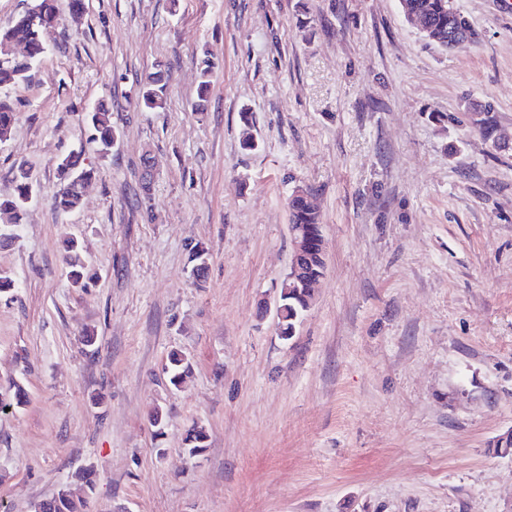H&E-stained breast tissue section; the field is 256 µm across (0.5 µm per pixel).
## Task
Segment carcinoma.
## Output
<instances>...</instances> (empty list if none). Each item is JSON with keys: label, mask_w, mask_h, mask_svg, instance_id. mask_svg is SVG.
I'll return each mask as SVG.
<instances>
[{"label": "carcinoma", "mask_w": 512, "mask_h": 512, "mask_svg": "<svg viewBox=\"0 0 512 512\" xmlns=\"http://www.w3.org/2000/svg\"><path fill=\"white\" fill-rule=\"evenodd\" d=\"M401 8L421 18L422 22L440 35L437 45L448 48V33L456 37V47L461 48L471 42L475 34L468 20L457 12L451 0H402ZM43 25L41 22L33 23L25 18H19L13 26L0 31V83H16L26 78L33 62L41 58L39 53L42 44ZM25 43L30 46L36 56L29 61L15 58L10 53L13 43ZM200 69V99L197 110H205V92L211 83L213 65L210 58L205 56L199 62ZM163 74L158 70L150 74L141 90V101L149 111H158L165 107ZM88 121L93 130V141L97 143L99 151L108 152L117 142L118 132L112 126L109 113L99 105L88 113ZM15 122V112L11 103L0 97V140L7 138ZM61 174L60 187L54 199L55 208L61 212L75 210L81 201L82 185L89 181L93 170L79 165L78 159L69 155L63 158L57 166ZM35 181L30 171L21 168L17 175L16 193L13 197L0 200V210L11 213L13 223L20 224L25 219L28 209V199L33 194ZM310 189L301 187V190L288 197V211L290 223L302 224L316 238L323 235L322 224L318 212L308 201ZM208 252L203 247H195L192 255L193 267L191 274L194 279L204 277L207 268ZM65 259L70 267V278L74 286L86 287V267L79 255L78 241L69 238L65 241ZM304 279H318L323 276L326 263L325 255L315 251L307 255L304 260ZM280 311L278 314V327L280 336L289 340L293 337L296 324L307 311L312 298L311 289L293 288L288 280H283L280 289ZM189 371V364L185 358L177 353L169 357L167 372L169 383L178 388ZM188 452L191 456L202 455L207 447V435L197 426L190 428L185 437ZM82 504L75 502L62 490L58 491L49 509H44L43 503L35 506V512H81Z\"/></svg>", "instance_id": "carcinoma-1"}]
</instances>
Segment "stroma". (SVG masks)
Masks as SVG:
<instances>
[{
	"instance_id": "1",
	"label": "stroma",
	"mask_w": 512,
	"mask_h": 512,
	"mask_svg": "<svg viewBox=\"0 0 512 512\" xmlns=\"http://www.w3.org/2000/svg\"><path fill=\"white\" fill-rule=\"evenodd\" d=\"M453 5L475 31L454 50L399 0L61 5L45 56L0 88L16 112L0 198L18 168L36 181L24 222L0 217L15 283L0 396L27 394L0 411V512L62 488L85 512H512V455L488 450L512 430V0ZM160 61L166 107L148 112ZM97 105L120 133L105 156ZM69 155L93 176L61 213ZM298 185L326 271L285 340ZM68 237L89 287L70 280ZM174 351L190 365L178 389ZM194 425L208 433L195 458Z\"/></svg>"
}]
</instances>
